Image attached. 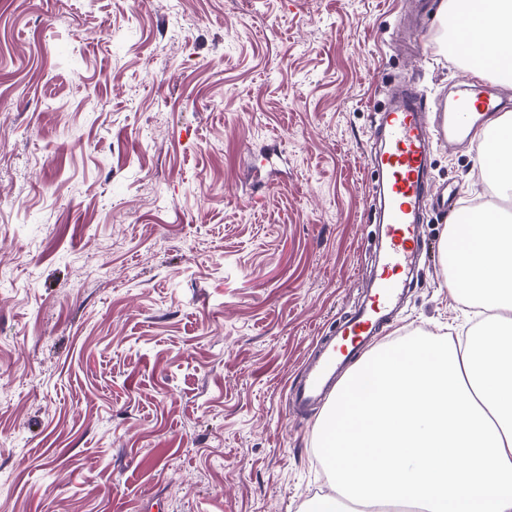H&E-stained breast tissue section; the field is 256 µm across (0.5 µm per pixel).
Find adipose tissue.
<instances>
[{
	"label": "adipose tissue",
	"instance_id": "obj_1",
	"mask_svg": "<svg viewBox=\"0 0 512 512\" xmlns=\"http://www.w3.org/2000/svg\"><path fill=\"white\" fill-rule=\"evenodd\" d=\"M472 70L512 84V0H449ZM480 154L512 191V121H490ZM448 289L492 311L497 335L380 343L345 379L315 455L336 487L308 512H512V225L497 213L449 225Z\"/></svg>",
	"mask_w": 512,
	"mask_h": 512
}]
</instances>
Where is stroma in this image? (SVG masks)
Segmentation results:
<instances>
[{
  "label": "stroma",
  "instance_id": "obj_1",
  "mask_svg": "<svg viewBox=\"0 0 512 512\" xmlns=\"http://www.w3.org/2000/svg\"><path fill=\"white\" fill-rule=\"evenodd\" d=\"M0 0V512H302L290 385L358 306L375 113L464 68L444 0ZM431 177L512 216L478 150ZM428 253L384 339L481 328Z\"/></svg>",
  "mask_w": 512,
  "mask_h": 512
}]
</instances>
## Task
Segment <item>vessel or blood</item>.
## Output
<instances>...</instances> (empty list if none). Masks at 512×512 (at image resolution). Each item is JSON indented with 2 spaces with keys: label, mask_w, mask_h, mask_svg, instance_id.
I'll use <instances>...</instances> for the list:
<instances>
[{
  "label": "vessel or blood",
  "mask_w": 512,
  "mask_h": 512,
  "mask_svg": "<svg viewBox=\"0 0 512 512\" xmlns=\"http://www.w3.org/2000/svg\"><path fill=\"white\" fill-rule=\"evenodd\" d=\"M511 110L512 100L502 96L495 84L477 87L467 79L450 102L433 109L408 86L384 103L374 141L379 221L373 283L363 303L341 319L337 333L321 337L318 354L291 387L296 408L319 407L335 392L352 362L392 321L411 285L425 247L421 218L434 197L428 177L434 142L468 138L485 119Z\"/></svg>",
  "instance_id": "b4317fda"
}]
</instances>
